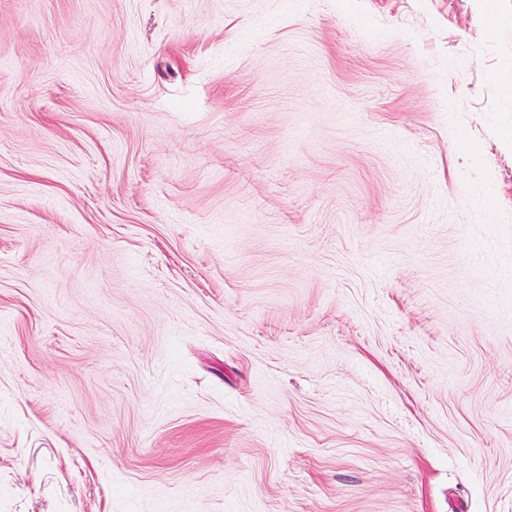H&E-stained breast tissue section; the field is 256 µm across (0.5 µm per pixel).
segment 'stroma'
Instances as JSON below:
<instances>
[{
  "label": "stroma",
  "mask_w": 512,
  "mask_h": 512,
  "mask_svg": "<svg viewBox=\"0 0 512 512\" xmlns=\"http://www.w3.org/2000/svg\"><path fill=\"white\" fill-rule=\"evenodd\" d=\"M0 512H512V0H0Z\"/></svg>",
  "instance_id": "stroma-1"
}]
</instances>
